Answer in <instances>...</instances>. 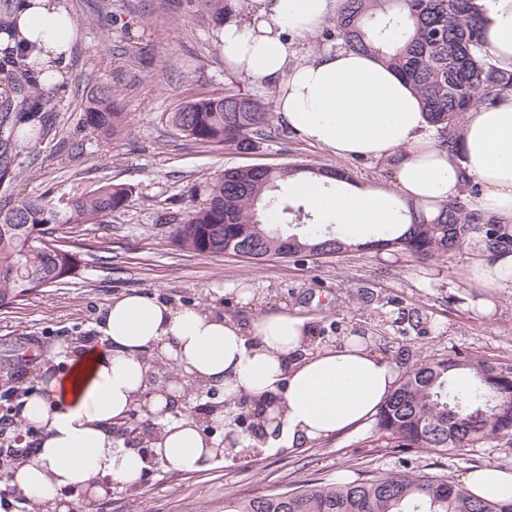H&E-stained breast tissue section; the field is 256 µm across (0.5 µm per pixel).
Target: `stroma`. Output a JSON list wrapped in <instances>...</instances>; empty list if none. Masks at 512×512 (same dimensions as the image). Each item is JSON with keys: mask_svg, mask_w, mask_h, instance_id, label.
I'll use <instances>...</instances> for the list:
<instances>
[{"mask_svg": "<svg viewBox=\"0 0 512 512\" xmlns=\"http://www.w3.org/2000/svg\"><path fill=\"white\" fill-rule=\"evenodd\" d=\"M78 31L68 95L39 117L36 144L19 157L31 175L14 182L26 196L54 189L73 196L106 184L131 194L125 208L99 224L66 230L80 263L63 284L0 306V414L18 419L37 391L43 364L62 342L91 340L113 296L158 294L248 318L223 292L230 285L263 288L268 310L310 318L316 336L369 335L400 371L454 353L512 366V288L484 293L465 273L468 246L422 261L406 253L358 251L340 257H273L254 261L177 246L171 232L204 203L209 177L227 167L271 165L344 168L361 189H386L385 162L339 158L290 135L251 154L196 143L178 134L171 112L203 96L223 95L232 80L206 15L187 0H64ZM107 85L125 129L112 141L86 129L83 109ZM420 315L419 325L402 319ZM512 471V447L491 439L476 448H394L374 424L351 429L293 453L256 455L200 473L154 465L133 485L103 477L91 512H224L228 497L266 494L305 482L346 481L354 469L421 470L460 481L485 465Z\"/></svg>", "mask_w": 512, "mask_h": 512, "instance_id": "1", "label": "stroma"}]
</instances>
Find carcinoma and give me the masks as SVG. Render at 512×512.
<instances>
[{
    "mask_svg": "<svg viewBox=\"0 0 512 512\" xmlns=\"http://www.w3.org/2000/svg\"><path fill=\"white\" fill-rule=\"evenodd\" d=\"M189 6L212 22L233 12L231 0H190ZM485 13L477 0H338L336 13L322 28L325 46L370 52L396 70L418 93L437 146L453 154L461 136L460 119L474 105L492 107L512 93V71L488 52ZM0 75L14 97L0 106V184L27 176L14 169L19 117L48 108L23 55L9 49L0 57ZM182 136L217 143L249 154L281 136L272 123V103L229 84L224 95L187 102L171 116ZM83 126L107 137L122 133L124 119L111 91L98 88L83 115ZM296 174L291 168L248 165L228 168L208 183L207 205L193 209L172 231L183 248L253 260L269 256L306 257L322 249L325 257L352 250L400 251L428 260L473 237L497 252L512 248L496 220L467 205L479 188L463 179L458 195L436 205H409L410 224L393 238H372L357 245L312 229L299 246L283 252L277 239L289 234L264 222L260 208L285 214L288 207L268 196ZM127 188L111 183L78 197H57L54 190L18 197L0 192V306L12 304L68 278L77 253L59 244L67 224H98L126 206ZM473 371L474 383L461 388L457 371ZM376 426L399 448L448 451L474 447L491 438L512 444V367L499 369L469 354L422 361L405 374L380 407ZM224 512H512V500L486 501L441 475L423 472L375 474L360 470L347 482H315L251 498H229Z\"/></svg>",
    "mask_w": 512,
    "mask_h": 512,
    "instance_id": "obj_1",
    "label": "carcinoma"
}]
</instances>
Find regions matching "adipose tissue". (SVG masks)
<instances>
[{"mask_svg":"<svg viewBox=\"0 0 512 512\" xmlns=\"http://www.w3.org/2000/svg\"><path fill=\"white\" fill-rule=\"evenodd\" d=\"M491 54L512 69V0H480ZM337 0H236L216 28L224 65L246 84L268 90L277 121L307 142L344 158L386 161L392 189L358 190L314 178L290 183L322 224L349 239L392 236L408 222V205L454 198L462 178L479 186L477 208L512 236V95L467 112L457 154L436 145V130L411 85L369 53L328 48L309 55L298 38L320 28ZM18 39L46 93L64 96L78 33L63 0H14ZM469 279L493 291L512 288V253L477 246ZM253 310L237 321L195 304L131 291L113 298L90 343L59 347L63 372L45 374L40 394L25 399L23 424L34 426L32 447L7 483L34 512H86L63 501L65 489L96 492L109 477L140 480L150 457L181 472L208 469L218 458L308 448L364 423L398 385L394 362L348 336L315 342L310 324L288 311L263 313L255 288L232 291ZM174 362L184 380L218 390L223 401L206 419L180 410L182 383L161 382L150 355ZM249 403L253 426L238 425ZM140 415L156 428L151 456L127 444L113 424ZM473 495L512 498V472L492 466L468 472Z\"/></svg>","mask_w":512,"mask_h":512,"instance_id":"ef3b65f1","label":"adipose tissue"}]
</instances>
